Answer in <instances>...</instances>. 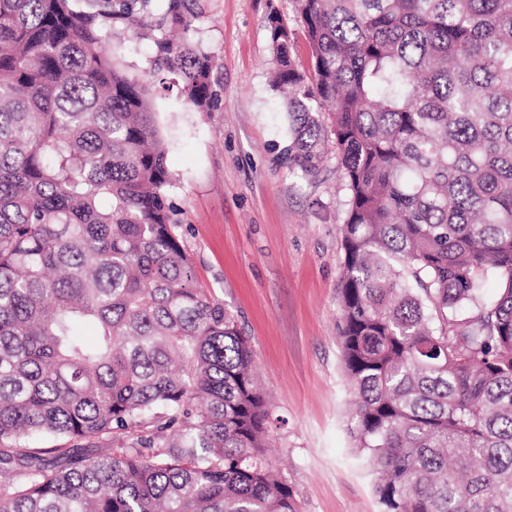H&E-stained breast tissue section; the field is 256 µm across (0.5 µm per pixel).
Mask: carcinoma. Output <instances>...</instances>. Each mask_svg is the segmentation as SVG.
<instances>
[{
    "mask_svg": "<svg viewBox=\"0 0 512 512\" xmlns=\"http://www.w3.org/2000/svg\"><path fill=\"white\" fill-rule=\"evenodd\" d=\"M140 1L0 0V512H298L250 341L172 230L147 81L107 46ZM160 2L154 73L209 112L193 0ZM291 2L284 158L314 175L333 136L349 193L354 453L380 512H512V0Z\"/></svg>",
    "mask_w": 512,
    "mask_h": 512,
    "instance_id": "carcinoma-1",
    "label": "carcinoma"
}]
</instances>
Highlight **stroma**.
Listing matches in <instances>:
<instances>
[{
	"instance_id": "obj_1",
	"label": "stroma",
	"mask_w": 512,
	"mask_h": 512,
	"mask_svg": "<svg viewBox=\"0 0 512 512\" xmlns=\"http://www.w3.org/2000/svg\"><path fill=\"white\" fill-rule=\"evenodd\" d=\"M290 9V0H197L191 40L217 61L212 111L152 84L175 177L173 232L200 285L250 339L272 414L268 457L300 512H379L347 432L338 227L348 191L334 155L312 176L283 158L288 118L270 82L266 18ZM114 52L135 75L154 56L151 39L127 33Z\"/></svg>"
}]
</instances>
